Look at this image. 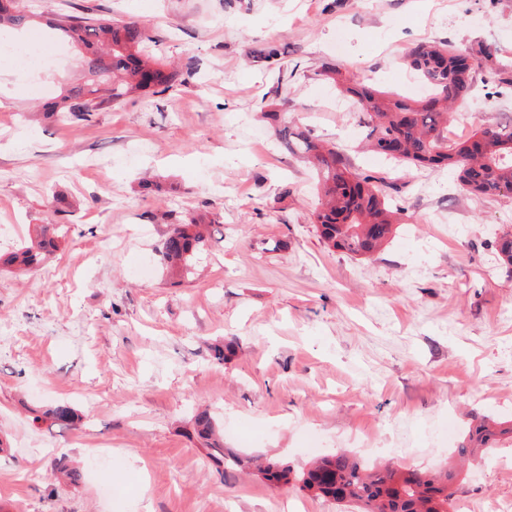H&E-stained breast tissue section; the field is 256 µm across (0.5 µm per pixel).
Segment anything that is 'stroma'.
<instances>
[{
    "mask_svg": "<svg viewBox=\"0 0 512 512\" xmlns=\"http://www.w3.org/2000/svg\"><path fill=\"white\" fill-rule=\"evenodd\" d=\"M146 26L140 50L191 77L69 121L44 111L81 81L77 54L30 85L0 67V225H68L38 269L0 268V512H339L336 502L219 470L192 437L209 412L225 447L294 471L349 452L368 465H451L484 417L512 424V277L496 241L512 198H475L451 171H401L361 152L323 64L420 95L403 58L450 40L512 66V0H23ZM276 45L272 63L259 53ZM308 128L361 172L390 174L400 222L370 258L327 248L312 172L276 125ZM460 109L512 124V86L476 73ZM219 217L191 273L158 247L171 225ZM231 343L225 361L214 345ZM64 402L78 428L33 407ZM67 457L77 484L50 474ZM42 477L26 479L29 469ZM467 512L512 501V437L462 473Z\"/></svg>",
    "mask_w": 512,
    "mask_h": 512,
    "instance_id": "obj_1",
    "label": "stroma"
}]
</instances>
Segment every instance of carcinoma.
<instances>
[{
  "label": "carcinoma",
  "mask_w": 512,
  "mask_h": 512,
  "mask_svg": "<svg viewBox=\"0 0 512 512\" xmlns=\"http://www.w3.org/2000/svg\"><path fill=\"white\" fill-rule=\"evenodd\" d=\"M38 15L21 10L18 0H0V32L20 28ZM45 25L80 51L86 80L61 94L54 111L71 120L87 121L88 104L98 108L115 105L140 93L161 96L177 91L188 82L189 73L166 68L165 64L139 51L149 39L146 29L103 15L61 13L45 19ZM484 65L465 49L451 42L412 47L406 62L431 94L418 100L378 89L371 78L358 76L342 85L350 95L359 123L366 129L369 146L388 159L423 169L450 168L464 190L475 196L512 197V128L482 126L463 141H448V122L457 115L448 106L463 101L472 88L473 73L484 66L512 81L508 70L497 66L491 56ZM288 152L301 157L314 171L320 189L312 223L322 242L352 256L368 257L380 250L395 230L388 204L394 182L355 170L344 153L317 141L308 129L278 130ZM37 240L0 254V264L28 271L43 255L59 247L52 235L54 224L38 225ZM207 225L192 217L177 224L162 243L160 252L167 266L179 272L191 264L205 245ZM503 264L512 272V232L498 242ZM35 420L61 428L73 427L78 414L67 403L34 410ZM512 428H493L481 423L469 430L456 449L461 460L476 450H491L498 437ZM194 435L207 450L209 459L224 468L248 469L252 460L224 448V441L207 414L194 421ZM259 476L274 485L294 482L303 492L322 496L363 512H454L452 485L458 473L444 470L422 472L385 466L366 469L345 453L322 457L305 471L296 473L277 462L259 467Z\"/></svg>",
  "instance_id": "cac0c4a2"
}]
</instances>
